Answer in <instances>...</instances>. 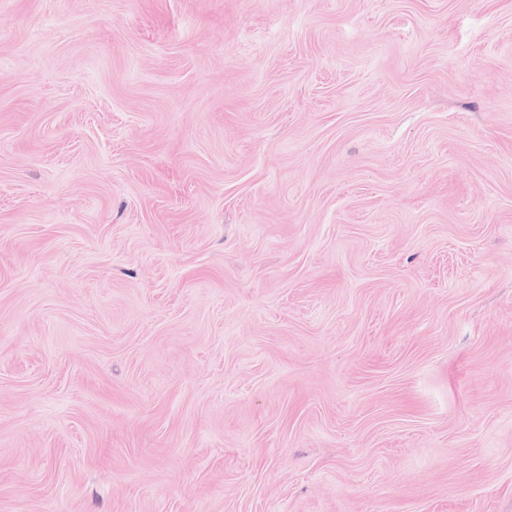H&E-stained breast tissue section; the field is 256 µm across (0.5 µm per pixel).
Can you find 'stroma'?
I'll return each mask as SVG.
<instances>
[{
    "mask_svg": "<svg viewBox=\"0 0 512 512\" xmlns=\"http://www.w3.org/2000/svg\"><path fill=\"white\" fill-rule=\"evenodd\" d=\"M0 512H512V0H0Z\"/></svg>",
    "mask_w": 512,
    "mask_h": 512,
    "instance_id": "obj_1",
    "label": "stroma"
}]
</instances>
